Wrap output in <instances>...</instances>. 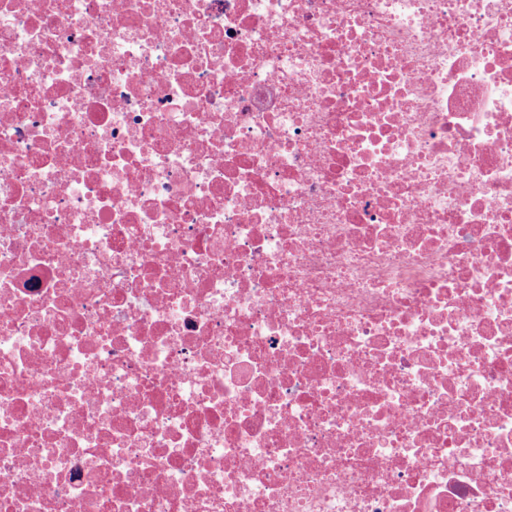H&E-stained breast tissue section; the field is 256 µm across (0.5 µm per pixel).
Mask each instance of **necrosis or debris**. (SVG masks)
<instances>
[{
    "label": "necrosis or debris",
    "instance_id": "necrosis-or-debris-1",
    "mask_svg": "<svg viewBox=\"0 0 512 512\" xmlns=\"http://www.w3.org/2000/svg\"><path fill=\"white\" fill-rule=\"evenodd\" d=\"M0 512H512V0H0Z\"/></svg>",
    "mask_w": 512,
    "mask_h": 512
}]
</instances>
